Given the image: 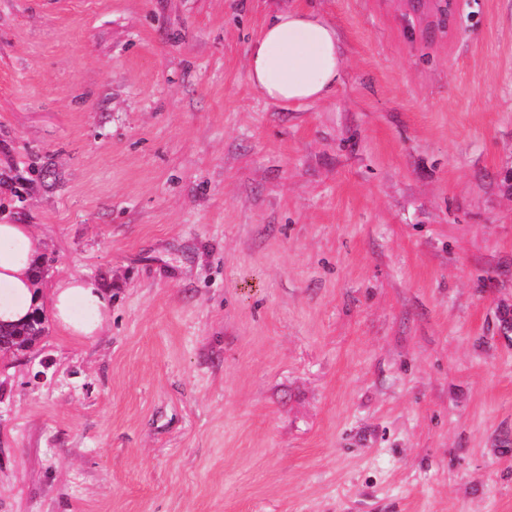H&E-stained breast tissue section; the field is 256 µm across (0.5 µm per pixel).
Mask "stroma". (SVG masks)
<instances>
[{
	"label": "stroma",
	"instance_id": "obj_1",
	"mask_svg": "<svg viewBox=\"0 0 512 512\" xmlns=\"http://www.w3.org/2000/svg\"><path fill=\"white\" fill-rule=\"evenodd\" d=\"M0 0V222L100 336L0 353V512H512V0ZM251 86L273 103L330 97L345 66L341 38L322 15L296 3L263 23L248 56Z\"/></svg>",
	"mask_w": 512,
	"mask_h": 512
}]
</instances>
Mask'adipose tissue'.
Here are the masks:
<instances>
[{
    "label": "adipose tissue",
    "mask_w": 512,
    "mask_h": 512,
    "mask_svg": "<svg viewBox=\"0 0 512 512\" xmlns=\"http://www.w3.org/2000/svg\"><path fill=\"white\" fill-rule=\"evenodd\" d=\"M251 86L273 103L330 97L345 66L335 26L305 5L277 11L263 23L248 56ZM44 243L29 224L0 223V326L9 328L49 308L56 324L79 339L99 336L111 319V301L95 279L60 275L50 294L35 286Z\"/></svg>",
    "instance_id": "ef3b65f1"
}]
</instances>
